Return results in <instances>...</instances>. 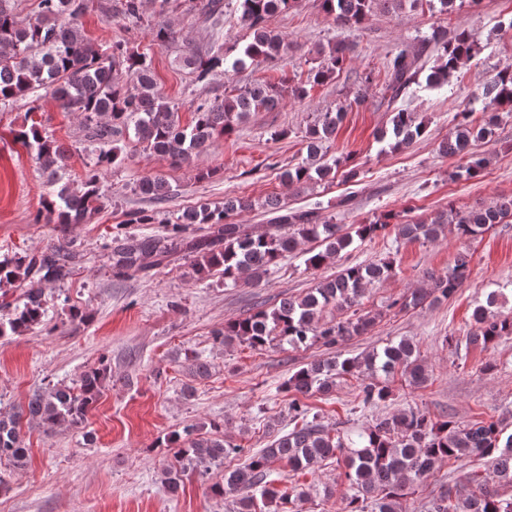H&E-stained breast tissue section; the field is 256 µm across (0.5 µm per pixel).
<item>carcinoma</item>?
Masks as SVG:
<instances>
[{"label": "carcinoma", "instance_id": "cac0c4a2", "mask_svg": "<svg viewBox=\"0 0 512 512\" xmlns=\"http://www.w3.org/2000/svg\"><path fill=\"white\" fill-rule=\"evenodd\" d=\"M240 21L249 38L232 67L260 65L282 60L288 55V42L268 22L294 0H234ZM321 9L333 23L360 25L379 11L396 13L423 0H320ZM87 0H38L33 21L23 24L13 13L10 0H0V106L26 101L28 111L38 109L41 93H49L66 112L79 114L91 130L92 141L99 146L93 165L81 182L72 186L66 178L71 148L54 138L40 121L22 126L15 138L31 150L39 168L47 173L55 189L43 197L34 215V223L85 224L92 214L109 201L103 187L104 175L112 168L134 158L137 152L156 155L172 166L188 163L204 152L217 135H228L252 112L273 110L286 95L306 98L311 89L332 79L341 70L350 48L343 42L329 51H319L323 60L311 71L308 83L288 87L284 84L253 83L222 99L199 102L191 124H181L178 106L159 88L151 62L143 52L122 42L98 46L83 31L80 17ZM123 18L140 23L143 0H121ZM153 42L164 47L177 40V33L164 23L151 26ZM479 50L478 36L463 31L454 39L435 29L418 47L398 48L386 63L383 100L391 112V127L379 137L392 150L407 148L426 134L427 125L414 113L394 106L414 85L427 58L434 57L425 76V86L438 88L448 84L465 59ZM180 63L203 81L216 68L224 66V46L219 44L202 56L188 49ZM483 119L477 125L464 111L456 116V125L439 144V152L448 157L462 156L458 176H481L488 158L469 152L472 142L489 140L500 120V113H512V69L494 73L482 89ZM351 105L321 112L307 127L305 160L283 172L288 187L300 190L313 182H332L337 173L344 181L359 175L354 166L341 160H326L325 144L336 135L345 112ZM137 189L154 200L174 194L169 181L156 174L142 178ZM260 209L269 216L270 229L253 233L236 222L242 212ZM512 217V198L484 209L448 208L426 219L411 223H391L394 216L384 214L358 224L351 232L342 231L320 208L289 210L277 196L264 200L235 197L221 207L207 203L185 210L176 217L163 236H113L107 262L116 274L135 277L147 270L146 260L160 265L171 255L184 253L191 260L197 279L203 280L215 270L224 273V283L257 286L278 261L293 252L300 242L317 241L320 249L306 252L305 264L319 269L336 260L355 241L372 240L392 231L395 238L432 241L453 229L460 238L475 239ZM187 224H204L206 233L184 236ZM77 263V256L57 244L40 254L27 253L0 259V293L18 294L17 303L0 304V337L20 335L41 324L46 314L43 286L66 280ZM392 262L346 266L334 277H327L299 298L285 297L272 308L259 306L247 316L229 321L214 333V340L228 346L235 342L261 350L275 343L293 348L343 345L369 331L377 320L371 312L353 311L336 322L322 321L329 306L350 309L360 305L365 287L391 276ZM469 275L467 257L457 256L448 273L434 279L428 293L405 296L401 309L423 305L430 296L449 299ZM498 293L488 294L485 304L473 313L476 324L467 345L484 348L512 336V314L495 311ZM400 373L408 385L423 386L428 380L415 344L402 338L380 350L361 356L313 361L296 370L282 388L293 394L288 411L301 424L284 433H275L259 453L240 467L224 474V482L211 486L219 498H233V512H298V501L307 492L283 483L274 484L273 464L284 461L294 471H305L315 464L336 459L343 462L344 477L351 494L344 499L341 512H404L411 487L426 478L443 460L478 457L487 460L502 485H512V432L507 434L498 421L464 424L456 420L435 421L424 411L409 410L386 415L354 435L331 434L319 421V415L300 398L314 392L328 393L337 381L366 376L369 382L360 388L362 405L372 406L391 396L390 376ZM109 370L104 364L82 373L68 385L57 383L33 393L25 407L14 411L0 408V463L20 469L27 464L28 448L22 422H35L45 429L67 424L79 427L89 408L98 400ZM165 447L175 449L173 462L164 465L162 482L172 493L183 480L204 477L224 458L241 448L222 436L203 435L194 425L167 436ZM427 512H512V496H504L484 483L467 494L444 492L428 502Z\"/></svg>", "mask_w": 512, "mask_h": 512}]
</instances>
